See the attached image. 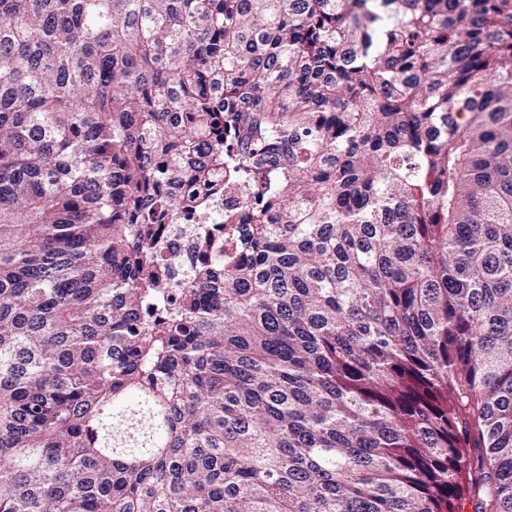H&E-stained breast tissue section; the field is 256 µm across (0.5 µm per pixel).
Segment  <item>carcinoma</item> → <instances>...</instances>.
<instances>
[{
    "mask_svg": "<svg viewBox=\"0 0 512 512\" xmlns=\"http://www.w3.org/2000/svg\"><path fill=\"white\" fill-rule=\"evenodd\" d=\"M467 507L512 512V0H0V512Z\"/></svg>",
    "mask_w": 512,
    "mask_h": 512,
    "instance_id": "cac0c4a2",
    "label": "carcinoma"
}]
</instances>
